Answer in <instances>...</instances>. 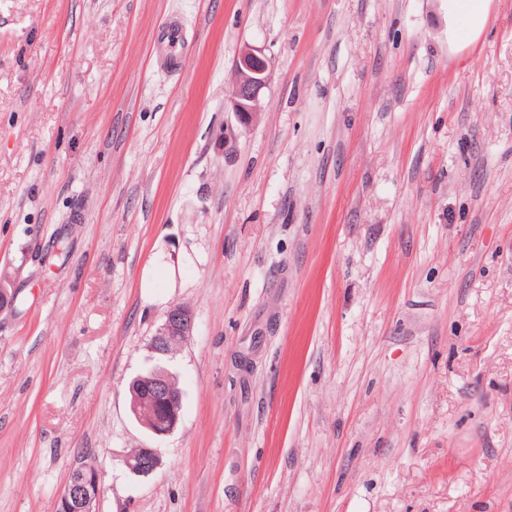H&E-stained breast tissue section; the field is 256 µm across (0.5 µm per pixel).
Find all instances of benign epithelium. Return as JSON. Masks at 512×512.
I'll list each match as a JSON object with an SVG mask.
<instances>
[{
    "instance_id": "7a95c632",
    "label": "benign epithelium",
    "mask_w": 512,
    "mask_h": 512,
    "mask_svg": "<svg viewBox=\"0 0 512 512\" xmlns=\"http://www.w3.org/2000/svg\"><path fill=\"white\" fill-rule=\"evenodd\" d=\"M236 80L228 96L226 111L231 118L224 122V152L234 150L240 132L254 126L264 111V89L270 80V58L264 50L245 45L234 60ZM194 321L191 312L174 305L164 315V320L151 339V350L161 352L172 344H183L192 336ZM154 401L164 407L168 419L162 424L144 420L137 406L131 412L136 421L153 436L159 438L172 433L180 420L181 397L177 396L165 379L155 378L150 383ZM124 465L135 476H148L161 465L162 460L154 448H143L136 457L125 456ZM101 493L99 472L85 469L80 459H75L66 485L55 502L54 512H96Z\"/></svg>"
}]
</instances>
